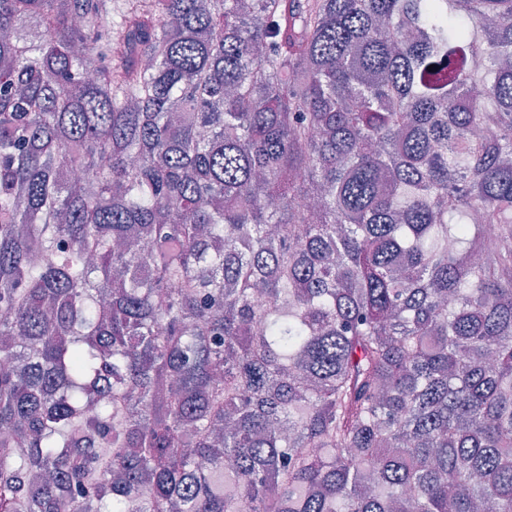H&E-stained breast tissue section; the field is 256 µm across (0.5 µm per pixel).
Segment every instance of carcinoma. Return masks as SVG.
I'll list each match as a JSON object with an SVG mask.
<instances>
[{"label":"carcinoma","mask_w":512,"mask_h":512,"mask_svg":"<svg viewBox=\"0 0 512 512\" xmlns=\"http://www.w3.org/2000/svg\"><path fill=\"white\" fill-rule=\"evenodd\" d=\"M483 506L512 0H0V512Z\"/></svg>","instance_id":"obj_1"}]
</instances>
